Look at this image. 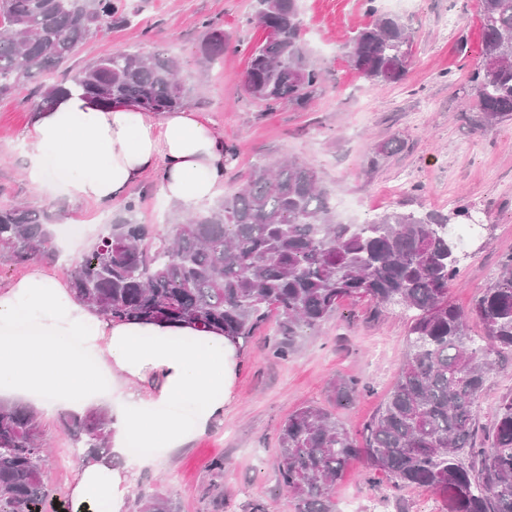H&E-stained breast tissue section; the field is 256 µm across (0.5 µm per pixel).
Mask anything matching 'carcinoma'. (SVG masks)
<instances>
[{
    "label": "carcinoma",
    "mask_w": 512,
    "mask_h": 512,
    "mask_svg": "<svg viewBox=\"0 0 512 512\" xmlns=\"http://www.w3.org/2000/svg\"><path fill=\"white\" fill-rule=\"evenodd\" d=\"M266 37L246 48L247 92L269 110L305 105L321 71L305 47L298 0H255ZM349 41L354 69L373 85L399 81L412 59L401 18L380 12ZM136 12L126 0H0V97L39 82L41 108L80 92L103 108L133 99L162 112L184 106L195 86L163 51L117 49L61 81H48L77 45L104 28L126 27ZM482 44L468 80L469 112L481 127L512 120V0H479ZM204 53H224V30L205 24ZM138 203L107 225L99 242L70 269L75 297L112 321H154L216 330L238 340L270 312L280 317L275 354L286 358L297 338L336 313L347 299L398 305L410 313L408 345L396 381L368 426L365 447L327 409L297 408L279 428V482L298 512H335L332 490L347 462L366 459L396 488L445 498L446 512H512V392L477 433L475 403L500 357L512 354V256L482 289L471 310L449 298L460 260L444 232L451 219H473L462 200L452 215L385 211L346 224L319 172L296 159L257 163L244 185L204 215H188L157 237L135 219ZM57 214L0 206V260L57 258ZM476 318L484 336L470 335ZM332 392L348 401L356 383ZM111 418L89 408L61 418L83 459L110 454ZM43 422L33 407L0 400V512H35L50 495L43 479ZM139 512H179L159 490L142 491Z\"/></svg>",
    "instance_id": "1"
}]
</instances>
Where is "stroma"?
I'll return each instance as SVG.
<instances>
[{
  "instance_id": "obj_1",
  "label": "stroma",
  "mask_w": 512,
  "mask_h": 512,
  "mask_svg": "<svg viewBox=\"0 0 512 512\" xmlns=\"http://www.w3.org/2000/svg\"><path fill=\"white\" fill-rule=\"evenodd\" d=\"M139 12L131 26L112 28L76 48L70 64L79 67L120 47L150 53L163 48L177 58L182 76L197 81L192 107L203 111L235 160L224 174L232 192L257 162L292 158L315 167L332 193L336 211L358 222L386 210L450 213L458 200L474 208L473 223L456 222L461 243L457 287L451 301L469 309L481 289L512 254V122L481 128L468 118L467 80L479 61L478 0H417L403 13L413 35V62L404 78L375 86L353 68L347 44L373 18L366 0H300L306 46L324 73L322 91L305 106L269 111L245 91L248 46L265 33L252 23L253 0H132ZM223 29L224 54L207 61L201 44L207 25ZM34 88L20 86L0 98V205L21 203L35 211L66 208L46 199L23 180L27 146L23 132L34 117ZM398 139L400 151L376 159L378 144ZM139 202L138 219L169 233L180 210L158 194L156 177L130 192ZM90 223L68 253L50 269L68 278L71 266L93 248L119 207L81 205ZM277 313L255 336L239 340L233 400L221 420L183 448L156 449L151 465H131L127 512H137L141 487L162 488L179 512H297L292 495L278 481V432L288 414L313 403L334 413L357 438L393 386L406 351L407 318L396 307L346 301L335 315L306 331L288 358L272 354ZM347 377L361 391L338 401L331 383ZM512 391V359L500 361L480 395L475 416L488 425L498 398ZM43 408L44 439L50 454L43 468L52 495L68 502L82 459L57 418ZM222 472L210 470L212 460ZM336 512H444L436 493L394 489L389 478L369 471L363 458L351 459L333 491Z\"/></svg>"
}]
</instances>
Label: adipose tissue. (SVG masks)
I'll use <instances>...</instances> for the list:
<instances>
[{
	"mask_svg": "<svg viewBox=\"0 0 512 512\" xmlns=\"http://www.w3.org/2000/svg\"><path fill=\"white\" fill-rule=\"evenodd\" d=\"M25 140L23 175L61 193L63 224L81 223L75 204L110 206L155 175L159 192L192 211L224 192V139L202 112L145 110L125 101L103 108L73 94L37 112ZM238 369L235 343L219 332L163 323L114 322L74 297L39 264L0 289V397H38L66 407L119 398L112 455L131 447H184L223 416ZM154 380L150 391L141 382ZM128 467L81 465L71 512H125Z\"/></svg>",
	"mask_w": 512,
	"mask_h": 512,
	"instance_id": "ef3b65f1",
	"label": "adipose tissue"
}]
</instances>
